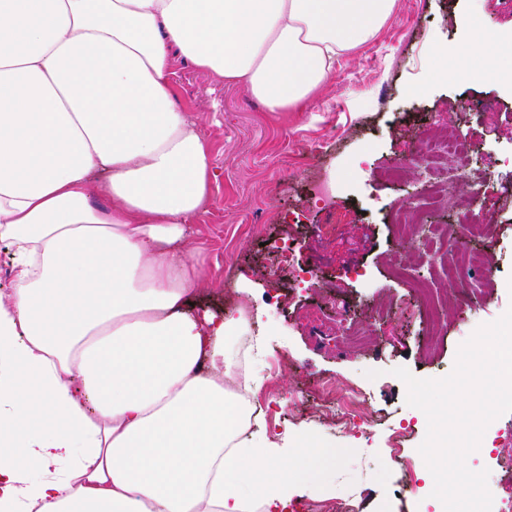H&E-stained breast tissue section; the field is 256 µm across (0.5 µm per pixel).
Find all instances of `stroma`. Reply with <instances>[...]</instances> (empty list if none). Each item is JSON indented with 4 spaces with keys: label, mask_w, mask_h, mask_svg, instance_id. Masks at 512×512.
Masks as SVG:
<instances>
[{
    "label": "stroma",
    "mask_w": 512,
    "mask_h": 512,
    "mask_svg": "<svg viewBox=\"0 0 512 512\" xmlns=\"http://www.w3.org/2000/svg\"><path fill=\"white\" fill-rule=\"evenodd\" d=\"M469 16L512 48L503 0H398L372 40L337 57L302 112L265 111L189 61L174 66L178 100L217 173L187 241L208 272L199 302L247 313L246 331L230 341L240 356L262 345L248 371L266 437L293 446L316 437L343 451L335 472L304 491L305 512H444L418 451L427 419L407 405L393 370L447 376L459 345L512 307V75L470 73L457 23ZM450 123L472 147V174L458 190L477 192L497 226L477 241L500 261L493 290L475 275L449 285L444 254L421 262L392 222L427 182L421 132L439 135ZM489 156L498 167L488 178ZM281 240L295 247L285 266L273 249ZM296 267L307 269L303 280H293ZM422 286L436 322L420 309ZM327 383L339 397L362 388V434L339 432L321 400ZM467 465L488 470L493 496H512V412L490 423Z\"/></svg>",
    "instance_id": "35a3bbf8"
}]
</instances>
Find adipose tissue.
Segmentation results:
<instances>
[{
    "label": "adipose tissue",
    "mask_w": 512,
    "mask_h": 512,
    "mask_svg": "<svg viewBox=\"0 0 512 512\" xmlns=\"http://www.w3.org/2000/svg\"><path fill=\"white\" fill-rule=\"evenodd\" d=\"M396 0H0V512H288L338 449L250 428L239 313L190 305L216 178L175 58L300 112ZM475 72L479 23L459 22ZM110 198V207L93 196Z\"/></svg>",
    "instance_id": "ef3b65f1"
}]
</instances>
